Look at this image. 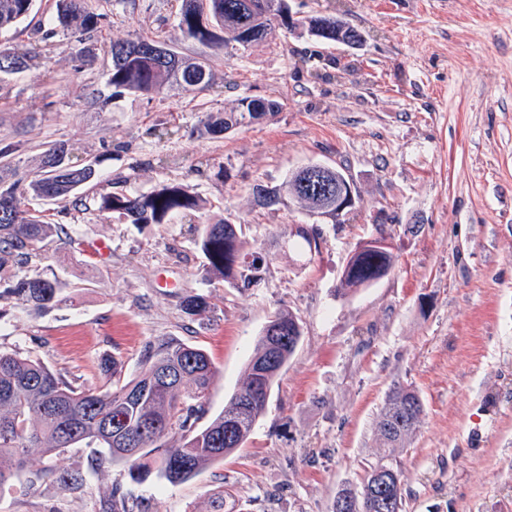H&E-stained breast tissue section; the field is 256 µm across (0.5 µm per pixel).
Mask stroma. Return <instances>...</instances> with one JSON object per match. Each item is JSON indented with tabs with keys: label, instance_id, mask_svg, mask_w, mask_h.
Listing matches in <instances>:
<instances>
[{
	"label": "stroma",
	"instance_id": "35a3bbf8",
	"mask_svg": "<svg viewBox=\"0 0 512 512\" xmlns=\"http://www.w3.org/2000/svg\"><path fill=\"white\" fill-rule=\"evenodd\" d=\"M181 0H128L105 13L96 58L76 67L55 36L40 67L0 83V143L22 161L66 140L102 157L89 194H147L186 184L208 202L192 217L142 228L91 208L67 218L72 240L37 268L78 286L44 313L9 299L0 351L40 360L72 385L102 384L116 360L122 379L140 370L148 343L173 338L203 348L219 374L206 417L221 412L269 315L285 306L302 338L275 383L246 447L191 480L134 482L127 467L78 443L59 457H31L0 490V512H100L112 489L150 512H207L233 488L244 512H328L336 492L359 487L377 460L376 417L388 391L413 388L423 423L393 465L406 512H512V0H288L293 19L334 6L362 43L324 42L272 28L247 51L179 41L207 60L211 91L180 86L98 105L112 43L170 31ZM253 96L277 114L220 139L193 134L205 113ZM172 129L157 140L149 128ZM165 154L179 167L162 166ZM343 167L356 204L340 224L298 205L263 208L256 185H275L305 164ZM232 216L248 241L270 244L285 227L321 233L309 260L274 250L255 288L202 279L195 225ZM418 232H408L410 224ZM385 225L397 257L379 283L343 296L346 261ZM105 241L97 256L90 247ZM209 313L191 320L187 296ZM81 470L82 487L60 483L57 463Z\"/></svg>",
	"mask_w": 512,
	"mask_h": 512
}]
</instances>
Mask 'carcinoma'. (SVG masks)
<instances>
[{
	"label": "carcinoma",
	"instance_id": "cac0c4a2",
	"mask_svg": "<svg viewBox=\"0 0 512 512\" xmlns=\"http://www.w3.org/2000/svg\"><path fill=\"white\" fill-rule=\"evenodd\" d=\"M35 0H0V31L26 19ZM106 15L85 7V0H56L49 27L30 30L29 47L0 54V82L30 69L42 58L44 44L57 34L67 36L73 57L86 62L91 44ZM330 22L327 41L336 28H354L333 14L288 21L285 0H182L174 30L183 38L210 41L209 25L224 31V41L243 48L264 42L274 24L300 27L313 33L314 24ZM106 86L110 96L158 93L168 85L204 92L212 88L206 60L182 56L152 37L114 43ZM272 101L243 96L231 112H208L202 133L220 137L229 131L273 115ZM18 146L0 144V300L15 298L29 310L43 312L61 304L75 287L50 268H31L46 259L53 245L71 240L63 218L71 210L93 205L116 213L132 224H164L175 214L206 209V201L182 184H167L148 194L109 193L88 198L84 189L99 175L101 159L84 158L74 145L55 141L36 158L26 176L16 177ZM326 185L303 184L293 171L276 185H258L254 195L262 207L296 203L313 215L336 222V171H327ZM61 204L59 220H47L44 206ZM282 246L319 252L317 229L296 225L284 232ZM196 244L204 261L202 278L232 287L262 280L266 257L252 250L242 225L225 217L215 224L197 225ZM396 256L363 242L357 244L341 275L340 291L348 295L388 276ZM209 310L205 296L192 295L182 311L194 320ZM302 336L299 318L279 309L257 336L240 386L224 410L203 426L218 369L201 348L182 341L160 339L143 352L141 370L126 383L117 367L101 363L105 382L99 389H77L42 363L16 354L0 353V487L11 483L35 455L50 456L63 448L91 441L104 449V458L128 467L141 481L151 474L175 485L186 482L210 464L245 447L265 413L276 378L288 365ZM424 406L415 390L396 387L389 392L375 423L379 448L391 454L409 445L419 430ZM212 503L224 512H241L236 498L224 490ZM405 494L400 472L380 459L370 467L360 487L336 492L330 512H404Z\"/></svg>",
	"mask_w": 512,
	"mask_h": 512
}]
</instances>
